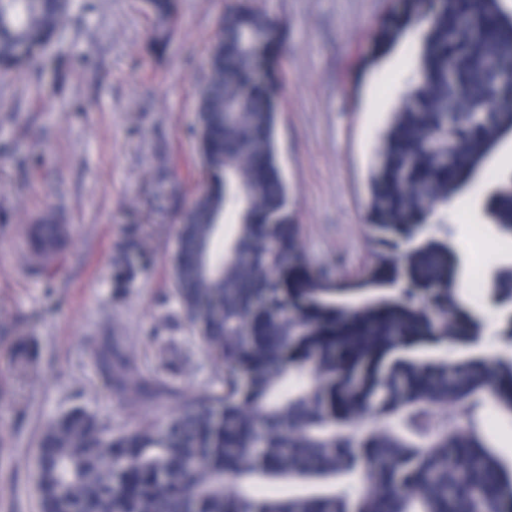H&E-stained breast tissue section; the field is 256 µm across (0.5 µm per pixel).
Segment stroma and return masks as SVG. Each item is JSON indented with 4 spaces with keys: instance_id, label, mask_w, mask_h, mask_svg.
Returning <instances> with one entry per match:
<instances>
[{
    "instance_id": "obj_1",
    "label": "stroma",
    "mask_w": 512,
    "mask_h": 512,
    "mask_svg": "<svg viewBox=\"0 0 512 512\" xmlns=\"http://www.w3.org/2000/svg\"><path fill=\"white\" fill-rule=\"evenodd\" d=\"M230 0H177L175 32L150 48L143 0H72L58 44L29 68L0 72V512H40L34 463L43 429L74 407L113 430L161 423L184 397L219 388L220 369L200 347L172 292L177 213L196 192V99L215 22ZM285 22L275 141L312 268L360 278L379 248L367 228V178L391 112L413 77L412 34L387 50L373 32L398 0H250ZM512 178V136L488 156L448 208L435 237L457 258L459 298L481 320L485 357H512L503 334L512 308L472 303L476 267L512 268V236L485 203L487 174ZM50 213L66 236L46 276L26 232ZM137 238L148 265L126 287L112 264ZM30 346L20 371L9 351ZM117 340L154 373L160 345L181 359L170 398L130 407L109 394L98 352Z\"/></svg>"
}]
</instances>
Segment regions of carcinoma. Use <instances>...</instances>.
<instances>
[{
  "label": "carcinoma",
  "mask_w": 512,
  "mask_h": 512,
  "mask_svg": "<svg viewBox=\"0 0 512 512\" xmlns=\"http://www.w3.org/2000/svg\"><path fill=\"white\" fill-rule=\"evenodd\" d=\"M71 0H0V71L27 66L55 38ZM152 45L172 35L176 0H146ZM421 30L418 82L392 114L370 176L367 220L388 247L376 269L339 285L304 257L274 133L279 21L235 0L218 18L197 103V191L179 219L173 291L223 368L221 388L184 398L165 422L112 431L74 408L44 429L41 512H512V465L489 445L481 411L512 417V360L488 368L478 322L455 316L453 249L420 225L512 132V13L501 0H401L382 20L385 50ZM496 111L448 131L459 109ZM512 232V186L490 203ZM32 252L57 256L63 229L42 218ZM231 225L224 249L219 223ZM131 240L115 286L137 271ZM437 290L435 314L389 292ZM512 304V271L493 281ZM362 293L350 304L342 297ZM456 346L454 363L438 352ZM109 389L137 404L173 397L116 348ZM456 420L438 422L437 408ZM373 416L362 431L355 423ZM463 464H448V452ZM359 481L364 490L351 494ZM297 491L272 496L261 487Z\"/></svg>",
  "instance_id": "carcinoma-1"
}]
</instances>
